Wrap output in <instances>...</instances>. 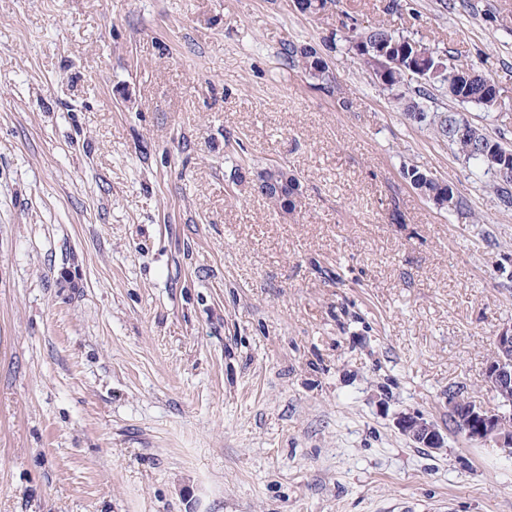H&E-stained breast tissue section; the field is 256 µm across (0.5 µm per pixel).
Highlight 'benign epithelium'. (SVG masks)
Segmentation results:
<instances>
[{
	"label": "benign epithelium",
	"instance_id": "1",
	"mask_svg": "<svg viewBox=\"0 0 512 512\" xmlns=\"http://www.w3.org/2000/svg\"><path fill=\"white\" fill-rule=\"evenodd\" d=\"M497 361L487 369L488 390L498 400L489 406L474 401L465 408L471 423L463 436L471 441L492 445L508 457L512 456V325L503 327L496 336ZM398 429L414 442L439 450L443 447L440 432L414 413L397 419Z\"/></svg>",
	"mask_w": 512,
	"mask_h": 512
}]
</instances>
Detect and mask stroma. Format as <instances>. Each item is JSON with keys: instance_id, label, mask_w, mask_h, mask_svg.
Returning <instances> with one entry per match:
<instances>
[{"instance_id": "1", "label": "stroma", "mask_w": 512, "mask_h": 512, "mask_svg": "<svg viewBox=\"0 0 512 512\" xmlns=\"http://www.w3.org/2000/svg\"><path fill=\"white\" fill-rule=\"evenodd\" d=\"M388 2L0 0V512H512V457L448 428L493 401L512 209L352 55L326 89L281 55L401 32L501 101L429 111L512 144V0ZM258 177L267 183L266 191L262 194L271 203L274 209L284 214L293 213L300 201H290V196L296 191L297 196H302V187L294 174L283 165H270L263 168ZM257 178V189L263 191L264 184ZM402 174L406 180H409L412 187L418 190L438 209L451 212L461 207L462 201L460 196L455 193L453 187L446 179L413 165L404 166ZM398 429L408 435L414 442L435 450L443 447V437L440 432L427 423L421 415L405 413L397 419Z\"/></svg>"}]
</instances>
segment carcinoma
Wrapping results in <instances>:
<instances>
[{
  "mask_svg": "<svg viewBox=\"0 0 512 512\" xmlns=\"http://www.w3.org/2000/svg\"><path fill=\"white\" fill-rule=\"evenodd\" d=\"M334 0H295L294 7L303 15L324 12ZM346 50L354 55L372 79L384 90L395 94L403 102L404 111L417 108L425 110L423 102L433 98V91L441 90L449 98L462 104L474 105L485 110L498 107V93L495 84L481 74L472 63L447 58V55L427 46L419 40L381 27L364 31L352 29L345 37ZM282 56L292 67L304 71L308 76L327 86L330 71L327 59L314 46L289 40L282 45ZM415 78L416 86L401 91L405 77ZM457 114L454 112H433L431 120L424 126L448 142L454 153L473 169L477 175H490V164L486 152L494 151L502 156L512 155V145L486 135L483 148L460 141L454 134ZM403 177L412 187L431 201L438 209L448 212L461 207L460 196L444 178L416 166H405ZM258 177L267 183L263 196L278 211L289 214L296 211L299 203L290 200L293 194L302 195V187L294 174L283 165L263 168ZM490 189L498 203L512 208V183H500L492 179ZM466 398L454 391L448 392V419L452 430L461 433L469 423L464 413Z\"/></svg>",
  "mask_w": 512,
  "mask_h": 512,
  "instance_id": "cac0c4a2",
  "label": "carcinoma"
}]
</instances>
